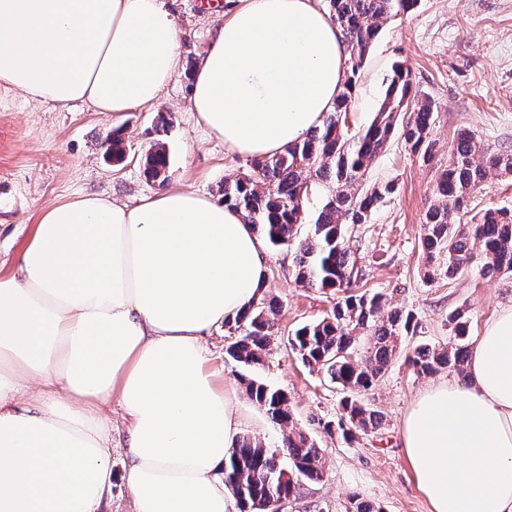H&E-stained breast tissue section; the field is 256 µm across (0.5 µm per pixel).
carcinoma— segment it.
Listing matches in <instances>:
<instances>
[{"mask_svg":"<svg viewBox=\"0 0 512 512\" xmlns=\"http://www.w3.org/2000/svg\"><path fill=\"white\" fill-rule=\"evenodd\" d=\"M330 19L342 30L349 58L346 75L333 109L321 126L300 143L256 160L251 173L224 181V204L239 210L244 220L261 231L273 246L295 249L296 278L313 288H350L354 262L345 244L348 224H366L383 200L396 190L392 182L362 186L373 160L395 135L411 152L428 161L434 107L413 87L409 72L398 66L384 99L368 126L350 135L340 116L349 112L362 61L380 31V21L410 12L417 0H326ZM448 166L437 181L436 196L422 221L421 248L428 265L445 270L448 279L469 270L475 248L483 264L479 273L490 277L512 273V211L488 209L474 223L461 222L467 197L493 173L512 174V151L487 154L471 131H459L449 147ZM169 154L156 142L143 156L144 174L165 178ZM334 186L331 197L307 232L298 224L311 189V179ZM380 296L349 293L322 319L297 329L288 339L290 351L308 368L326 374L343 390L341 406L348 433L366 432L382 422L379 411L355 394L371 389L385 375L401 338L416 331L413 315L394 310L381 318ZM279 308L273 297H262L234 319L225 322L239 337L228 355L245 367L261 364L272 342ZM450 321L455 335L443 345H419L408 362L419 374L450 370L465 376L470 353L464 313ZM369 337L364 355L356 357L357 336ZM246 395L263 407L273 423L288 430L283 447L267 448L249 435L239 437L224 463V481L239 512H264L271 499L289 500L307 482L323 479L320 449L297 430L288 399L279 389L249 375L242 376Z\"/></svg>","mask_w":512,"mask_h":512,"instance_id":"obj_1","label":"carcinoma"}]
</instances>
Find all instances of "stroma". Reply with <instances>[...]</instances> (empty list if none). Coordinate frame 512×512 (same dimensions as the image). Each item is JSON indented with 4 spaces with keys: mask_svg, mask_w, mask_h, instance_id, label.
Wrapping results in <instances>:
<instances>
[{
    "mask_svg": "<svg viewBox=\"0 0 512 512\" xmlns=\"http://www.w3.org/2000/svg\"><path fill=\"white\" fill-rule=\"evenodd\" d=\"M166 0L183 31L181 67L149 105L112 115L83 103L63 109L27 99L0 85V273L18 268L44 208L76 194L113 197L131 204L182 186L221 200L225 180L251 172L250 159L228 151L221 139L196 122L190 104L193 68L216 28L238 0ZM410 74L414 87L436 105L430 161L413 155L393 137L369 168L365 181H394L397 190L374 211L368 223L349 227L346 243L356 260L358 291L382 297L383 313H413L417 333L402 339L384 377L359 398L383 414L379 428L348 434L341 423V394L320 372L310 371L292 354L287 338L298 327L330 312L342 294L305 288L295 280V252L269 249L266 290L279 299L273 340L253 376L288 396L295 423L325 460L322 482L303 486L283 512H352L358 501L382 512H430L412 476L401 444L402 419L430 383L451 379L442 370L415 372L406 357L415 345L447 343L449 316L464 310L470 336H478L492 316L512 306V273L482 277L472 270L456 279L445 273L426 277L421 251V222L433 201L440 172L448 165V146L461 129L473 131L481 149L512 148V0H420L407 15L382 21L378 37L364 57L347 116L349 132L370 123L384 98L395 65ZM167 132L157 133L158 113ZM119 133L127 147L122 162L112 161L104 141ZM170 154L164 182L144 178L140 157L153 142ZM489 208L512 210V175H490L463 208L464 222ZM227 327L206 338L208 365L224 385L234 387L246 422L243 434L265 447H281L284 431L262 417L241 383L244 367L227 354ZM112 495L101 512H131L124 481L126 457L120 412H112Z\"/></svg>",
    "mask_w": 512,
    "mask_h": 512,
    "instance_id": "1",
    "label": "stroma"
}]
</instances>
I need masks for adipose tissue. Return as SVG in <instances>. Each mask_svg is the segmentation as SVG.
<instances>
[{
	"instance_id": "ef3b65f1",
	"label": "adipose tissue",
	"mask_w": 512,
	"mask_h": 512,
	"mask_svg": "<svg viewBox=\"0 0 512 512\" xmlns=\"http://www.w3.org/2000/svg\"><path fill=\"white\" fill-rule=\"evenodd\" d=\"M182 38L164 0H0V84L127 112L171 81ZM344 60L315 0H239L193 70L196 121L234 154L271 156L322 124ZM266 271L253 226L183 187L47 207L18 272L0 273V512H97L114 404L133 512H236L219 473L241 417L203 339ZM467 373L409 408L407 459L430 512H512V307L485 324Z\"/></svg>"
}]
</instances>
